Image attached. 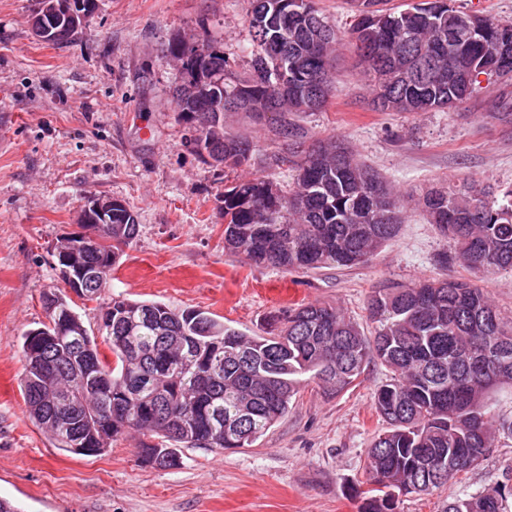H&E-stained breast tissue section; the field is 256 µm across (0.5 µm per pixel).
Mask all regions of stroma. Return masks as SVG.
I'll return each mask as SVG.
<instances>
[{
	"label": "stroma",
	"instance_id": "1",
	"mask_svg": "<svg viewBox=\"0 0 512 512\" xmlns=\"http://www.w3.org/2000/svg\"><path fill=\"white\" fill-rule=\"evenodd\" d=\"M36 0H0V499L18 512H359L367 451L383 424L375 388L390 376L371 365L359 385L328 396L303 385L287 415L252 447L185 448L179 468L142 465L141 435L115 438L99 455L55 448L29 418L20 385L21 336L49 323L44 297L67 288L53 249L82 233L76 218L92 197L122 200L138 216L99 299L72 298L90 334L112 297L201 309L247 334L288 307L325 302L364 321L369 295L391 282L457 278L441 268L451 240L414 202L426 187L477 180L512 188V78L481 76L452 109L380 112L349 45H340L334 91L295 121L308 140L336 139L404 197L398 236L367 263L287 272L252 266L224 248L225 189L241 176L271 175L282 189L294 174L274 115H224V129L254 143L249 167L204 163L185 147L187 124L172 101L177 73L164 49L175 36L208 33L249 69L250 0H97L68 42L39 41L29 22ZM512 473V440L441 491L402 498L399 512H443L461 491Z\"/></svg>",
	"mask_w": 512,
	"mask_h": 512
}]
</instances>
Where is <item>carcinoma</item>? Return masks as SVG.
Returning <instances> with one entry per match:
<instances>
[{
  "mask_svg": "<svg viewBox=\"0 0 512 512\" xmlns=\"http://www.w3.org/2000/svg\"><path fill=\"white\" fill-rule=\"evenodd\" d=\"M31 26L41 40L67 42L81 24L48 0H37ZM252 0L249 25L251 70L231 71L229 59L207 36L175 37L167 50L182 59L173 98L191 135L186 144L199 157L224 153V165L250 164L246 137L208 124L213 101L203 88L222 81L224 98H276L277 134L292 147L296 172L285 192L262 175L235 182L224 192V248L257 266L286 271L352 268L367 262L397 236L403 223L401 195L376 171L334 140L305 146L288 118V98H305L316 76L325 80L322 109L331 91L330 71L338 46L336 29L315 0ZM387 0H357L350 24L355 49L368 76L373 104L381 112L444 110L448 100H467L491 48L512 41V23L483 17L464 39L468 14L448 0H421L385 8ZM333 47L321 58L311 48L317 28ZM396 205L397 219H384L370 184ZM418 206L429 223L455 243L437 263L474 273L512 271V190L497 198L475 181L461 187L432 185ZM112 232L79 252L74 275L87 292L102 291L112 277L109 256L138 235V217L120 203L112 207ZM97 271L90 286L80 271ZM50 319L61 329L22 339L21 378L27 412L56 448L76 455L102 452L112 439L137 432L141 462L156 469L180 465L181 448H249L288 414L306 381L329 394L358 385L370 364L391 376L374 392L373 407L386 427L367 454L374 488L360 512H397L401 498L428 495L485 459L483 448L512 438V418L489 411L490 394L512 387V317L499 312L482 289L464 279L428 278L379 288L360 323L326 303L299 304L272 315L264 336H249L210 314L176 310L158 301L122 296L101 314L103 341L115 356L110 365L65 298L46 297ZM462 491L444 512H507L512 485Z\"/></svg>",
  "mask_w": 512,
  "mask_h": 512,
  "instance_id": "cac0c4a2",
  "label": "carcinoma"
}]
</instances>
